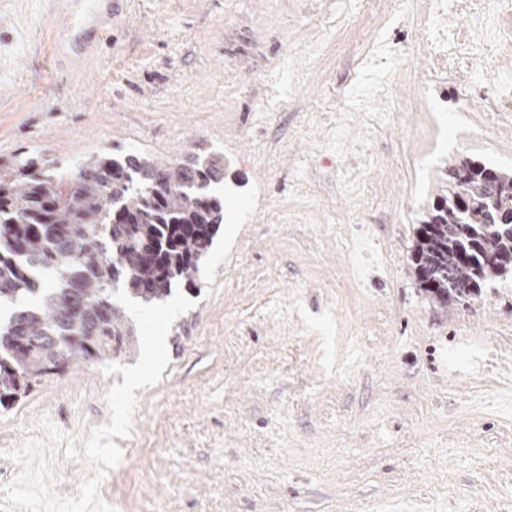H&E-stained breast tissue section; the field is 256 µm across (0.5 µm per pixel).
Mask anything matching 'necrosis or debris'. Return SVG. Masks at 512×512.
<instances>
[{
  "label": "necrosis or debris",
  "mask_w": 512,
  "mask_h": 512,
  "mask_svg": "<svg viewBox=\"0 0 512 512\" xmlns=\"http://www.w3.org/2000/svg\"><path fill=\"white\" fill-rule=\"evenodd\" d=\"M413 14L427 30L430 63L418 76L419 93L412 103L431 111L442 79L453 83L451 111L461 124V137L470 148H499L481 115L512 114V93L496 85H482L469 73V59L480 55L494 69L512 62V0H415ZM467 24H460V17Z\"/></svg>",
  "instance_id": "1"
}]
</instances>
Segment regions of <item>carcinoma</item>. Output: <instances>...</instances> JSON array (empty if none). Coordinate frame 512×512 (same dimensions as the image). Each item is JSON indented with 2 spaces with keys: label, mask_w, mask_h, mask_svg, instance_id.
Segmentation results:
<instances>
[{
  "label": "carcinoma",
  "mask_w": 512,
  "mask_h": 512,
  "mask_svg": "<svg viewBox=\"0 0 512 512\" xmlns=\"http://www.w3.org/2000/svg\"><path fill=\"white\" fill-rule=\"evenodd\" d=\"M224 158L91 157L70 177L40 155L0 165V299L38 295L0 328V407L71 364L133 344L114 286L143 303L191 286L224 221ZM419 285L446 304L512 274V172L464 160L416 229Z\"/></svg>",
  "instance_id": "1"
}]
</instances>
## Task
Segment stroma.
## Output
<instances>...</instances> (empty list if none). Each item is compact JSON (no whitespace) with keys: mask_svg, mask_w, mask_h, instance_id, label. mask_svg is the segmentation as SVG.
<instances>
[{"mask_svg":"<svg viewBox=\"0 0 512 512\" xmlns=\"http://www.w3.org/2000/svg\"><path fill=\"white\" fill-rule=\"evenodd\" d=\"M92 0H0V161L193 148L224 158V222L183 294L170 362L136 390L100 492L115 512H512V276L441 305L415 230L474 151L445 105L410 102L427 34L386 18L365 64V0H127L108 38L55 58ZM390 84L388 96L363 88ZM350 119L351 150L336 147ZM77 363L0 409L5 450L49 417L86 436L122 374Z\"/></svg>","mask_w":512,"mask_h":512,"instance_id":"stroma-1","label":"stroma"}]
</instances>
